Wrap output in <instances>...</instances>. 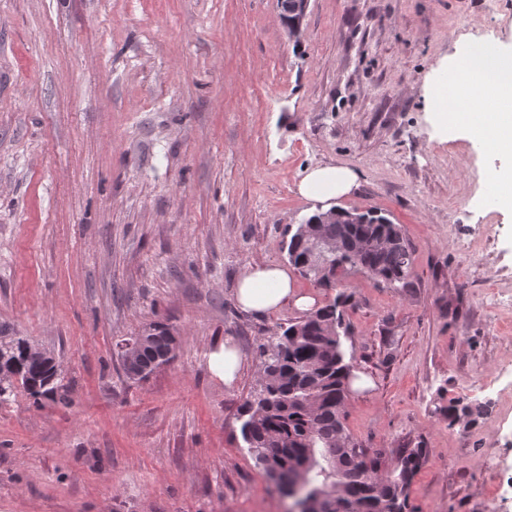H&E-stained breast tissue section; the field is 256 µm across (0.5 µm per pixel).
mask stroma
Returning <instances> with one entry per match:
<instances>
[{
  "instance_id": "obj_1",
  "label": "stroma",
  "mask_w": 512,
  "mask_h": 512,
  "mask_svg": "<svg viewBox=\"0 0 512 512\" xmlns=\"http://www.w3.org/2000/svg\"><path fill=\"white\" fill-rule=\"evenodd\" d=\"M488 42L512 50V0H312L297 45L276 0H0V327L56 356L70 399L0 405V512H286L240 408L302 313L235 294L287 264L319 207L300 175L326 165L358 174L336 206L381 212L413 257L402 291L344 281L372 381L348 432L390 466L425 449L408 512H512V156L429 96ZM157 322L176 357L131 381L119 348ZM227 339L229 386L207 361Z\"/></svg>"
}]
</instances>
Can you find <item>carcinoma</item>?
I'll return each mask as SVG.
<instances>
[{
    "instance_id": "obj_1",
    "label": "carcinoma",
    "mask_w": 512,
    "mask_h": 512,
    "mask_svg": "<svg viewBox=\"0 0 512 512\" xmlns=\"http://www.w3.org/2000/svg\"><path fill=\"white\" fill-rule=\"evenodd\" d=\"M362 224H347L339 210L335 224H318V214L306 219L312 232L336 243L338 253L327 256L320 275L302 269L309 238L293 233L287 246L289 261L323 288L341 286L352 272L369 274L389 288H406L412 253L399 225L372 211ZM351 295L336 294L326 306L304 318L279 326L261 345L260 365L265 385L241 406V435L255 463L275 485L300 480L323 500V512H405L407 489L426 456L424 448H400L397 464L383 466V453H369L346 432L344 425L350 371L345 360L342 308ZM136 365L140 379L175 357L171 328L154 323ZM10 343L5 365L16 382L0 388V402L15 388L34 401L67 403V385L44 361L30 357L22 339L0 331Z\"/></svg>"
}]
</instances>
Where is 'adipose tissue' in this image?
Listing matches in <instances>:
<instances>
[{
    "label": "adipose tissue",
    "mask_w": 512,
    "mask_h": 512,
    "mask_svg": "<svg viewBox=\"0 0 512 512\" xmlns=\"http://www.w3.org/2000/svg\"><path fill=\"white\" fill-rule=\"evenodd\" d=\"M460 66L472 75L468 85L451 91L444 84L433 85L435 94L443 95L448 103L447 109L437 114L439 122L460 129L484 128L492 149L511 155L512 113L491 111L490 99L495 96L512 103V54H501L493 69L487 68L483 55L477 53L463 58ZM357 180L352 169L327 165L306 170L298 191L307 198L327 201L351 193ZM236 297L243 310L258 314L286 305L309 311L317 304L313 296L297 290L288 268L270 263L249 266L238 281Z\"/></svg>",
    "instance_id": "obj_1"
}]
</instances>
